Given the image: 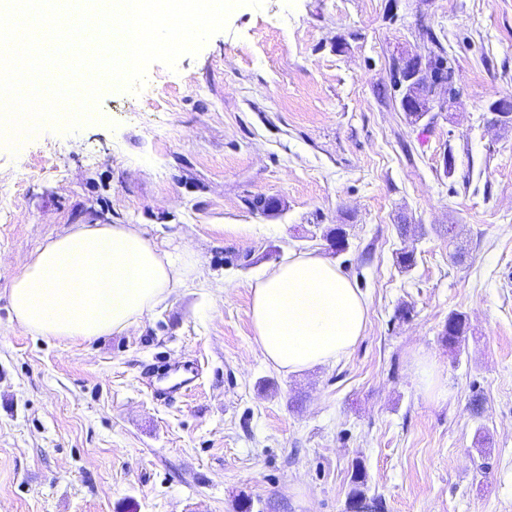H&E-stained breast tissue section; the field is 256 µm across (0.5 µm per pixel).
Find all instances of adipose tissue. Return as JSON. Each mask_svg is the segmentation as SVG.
<instances>
[{
    "mask_svg": "<svg viewBox=\"0 0 512 512\" xmlns=\"http://www.w3.org/2000/svg\"><path fill=\"white\" fill-rule=\"evenodd\" d=\"M196 266L159 251L133 224H77L28 260L10 288L17 324L47 338L94 340L136 323ZM368 304L335 263L291 255L251 286L256 341L287 373L336 362L358 342Z\"/></svg>",
    "mask_w": 512,
    "mask_h": 512,
    "instance_id": "1",
    "label": "adipose tissue"
}]
</instances>
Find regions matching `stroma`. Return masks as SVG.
<instances>
[{"label": "stroma", "mask_w": 512, "mask_h": 512, "mask_svg": "<svg viewBox=\"0 0 512 512\" xmlns=\"http://www.w3.org/2000/svg\"><path fill=\"white\" fill-rule=\"evenodd\" d=\"M436 42L457 94L415 122L389 66ZM496 100L512 101V0H264L175 68L152 64L140 93L109 88L80 129L0 142V512H347L358 467L383 512H512V126L492 124ZM109 223L191 251L199 276L91 341L21 329L9 288L28 257ZM339 224L340 253L324 237ZM306 252L369 314L336 363L288 374L254 339L250 284ZM418 355L447 398L421 387ZM160 360L201 374L158 401L144 373Z\"/></svg>", "instance_id": "obj_1"}]
</instances>
